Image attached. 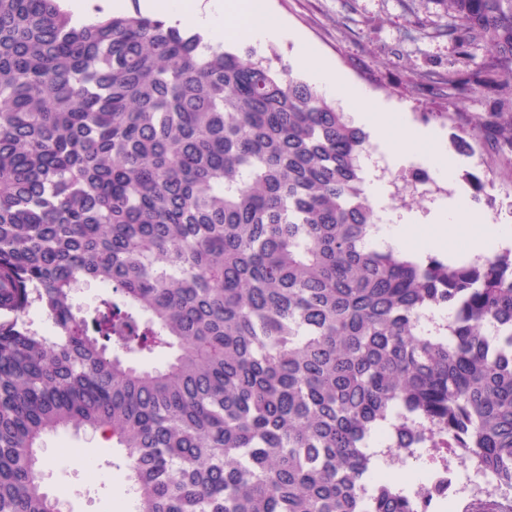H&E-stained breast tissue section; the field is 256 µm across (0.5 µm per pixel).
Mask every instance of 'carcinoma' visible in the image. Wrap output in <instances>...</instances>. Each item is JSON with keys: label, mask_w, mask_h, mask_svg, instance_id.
I'll list each match as a JSON object with an SVG mask.
<instances>
[{"label": "carcinoma", "mask_w": 512, "mask_h": 512, "mask_svg": "<svg viewBox=\"0 0 512 512\" xmlns=\"http://www.w3.org/2000/svg\"><path fill=\"white\" fill-rule=\"evenodd\" d=\"M446 2L448 32L493 49L448 86L495 108L435 118L511 167L512 0ZM369 147L250 49L0 0V512L58 508L41 449L60 430L122 451L136 512H430L436 482L378 474L418 448L512 512V249L369 244ZM91 283L112 294L80 316Z\"/></svg>", "instance_id": "obj_1"}]
</instances>
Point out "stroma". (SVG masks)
<instances>
[{
    "instance_id": "1",
    "label": "stroma",
    "mask_w": 512,
    "mask_h": 512,
    "mask_svg": "<svg viewBox=\"0 0 512 512\" xmlns=\"http://www.w3.org/2000/svg\"><path fill=\"white\" fill-rule=\"evenodd\" d=\"M269 5L352 85L395 108L412 125L427 129L434 143L456 157V175L444 181L431 165V150L425 146L387 168L386 180L400 181L419 172L448 190L442 198L415 195L404 204L405 212L424 214L441 203L452 205L462 194L477 197L476 207L489 223L512 227V183L505 176L501 156L489 146L457 152L453 145L457 128L440 117L448 109L449 68L476 70L490 53L482 46L472 58H462L458 40L447 31L445 0H269ZM64 445L83 449V460L59 458L57 450ZM43 448L44 487L67 484L73 489L63 512H134L130 504L121 510L116 507L113 474L123 461L119 449L71 432L46 435Z\"/></svg>"
}]
</instances>
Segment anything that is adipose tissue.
<instances>
[{
	"label": "adipose tissue",
	"instance_id": "ef3b65f1",
	"mask_svg": "<svg viewBox=\"0 0 512 512\" xmlns=\"http://www.w3.org/2000/svg\"><path fill=\"white\" fill-rule=\"evenodd\" d=\"M142 8L170 25L206 30L216 43L240 38L264 45L288 37L287 25L267 10L263 0H143ZM296 61L326 94L354 105L357 121L370 132L389 162H398L425 141L423 132L400 128L396 114L389 112L387 105L370 103L364 89L349 86L313 46L297 41ZM367 187L382 207V238L399 251L430 250L454 259L484 256L494 243L512 237L511 228L485 224L466 199L456 200L450 208L437 207L428 215L418 216L387 209V187L377 179L375 171H368Z\"/></svg>",
	"mask_w": 512,
	"mask_h": 512
}]
</instances>
